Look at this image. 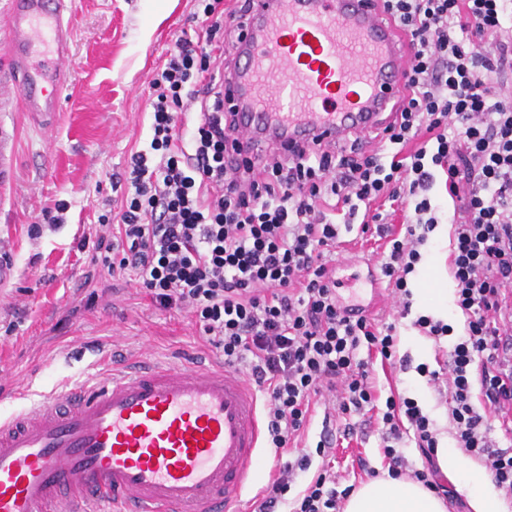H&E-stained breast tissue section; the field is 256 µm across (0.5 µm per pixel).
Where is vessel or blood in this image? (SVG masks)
I'll return each mask as SVG.
<instances>
[{
  "instance_id": "obj_1",
  "label": "vessel or blood",
  "mask_w": 512,
  "mask_h": 512,
  "mask_svg": "<svg viewBox=\"0 0 512 512\" xmlns=\"http://www.w3.org/2000/svg\"><path fill=\"white\" fill-rule=\"evenodd\" d=\"M69 0H9L24 111L59 109ZM228 81L247 139L368 134L404 91V48L373 0H254ZM262 447L258 396L221 364L109 371L0 417V512H230Z\"/></svg>"
}]
</instances>
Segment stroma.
<instances>
[{
	"mask_svg": "<svg viewBox=\"0 0 512 512\" xmlns=\"http://www.w3.org/2000/svg\"><path fill=\"white\" fill-rule=\"evenodd\" d=\"M72 52L69 78L59 92L60 110L51 116L22 111L9 81V49L0 34V122L12 136L14 163L0 183V252L12 275L0 282V413L30 406L68 385L90 380L112 361L162 363L222 361L186 315L154 307L142 289L112 280L77 244L90 225L100 223L110 206L119 205L116 183L131 150L148 141V80L163 65L182 34L193 33L191 0H72ZM431 196L439 209L409 282L412 313L452 325L454 337L464 320L444 289L453 287L449 242L453 205L443 184ZM65 204L62 224L46 214ZM40 225L33 235L32 225ZM336 275L357 276L342 289L351 303L368 306L380 291L369 272L378 271L381 252L375 242L342 244L335 256ZM398 354L405 367L374 362L380 396L396 392L417 400L429 416L440 445L454 448L445 398L418 365L436 369V348L410 318L397 323ZM359 436L339 445V473L349 484L367 477L353 468L364 457L382 467L376 425L362 415L348 418Z\"/></svg>",
	"mask_w": 512,
	"mask_h": 512,
	"instance_id": "35a3bbf8",
	"label": "stroma"
}]
</instances>
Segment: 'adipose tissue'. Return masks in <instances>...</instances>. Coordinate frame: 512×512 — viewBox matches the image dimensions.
<instances>
[{
  "mask_svg": "<svg viewBox=\"0 0 512 512\" xmlns=\"http://www.w3.org/2000/svg\"><path fill=\"white\" fill-rule=\"evenodd\" d=\"M437 463L445 476L461 478L472 512H504L503 503L483 468L464 465L458 454L445 448L438 449ZM344 512H448V506L444 498L421 484L386 477L352 492Z\"/></svg>",
  "mask_w": 512,
  "mask_h": 512,
  "instance_id": "adipose-tissue-1",
  "label": "adipose tissue"
}]
</instances>
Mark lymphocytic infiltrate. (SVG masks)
Segmentation results:
<instances>
[{"label":"lymphocytic infiltrate","instance_id":"1","mask_svg":"<svg viewBox=\"0 0 512 512\" xmlns=\"http://www.w3.org/2000/svg\"><path fill=\"white\" fill-rule=\"evenodd\" d=\"M194 36H181L148 82L149 141L126 163L121 205L83 235L92 261L135 282L162 310L188 314L201 335L245 366L264 395L266 442L276 464L255 512H343L351 490L333 450L352 425L326 427L314 453L300 451L313 403L338 416L369 413L381 426L383 469L445 494L439 441L413 398L379 399L373 357L396 365L395 324L343 306L330 256L339 226L381 241V276L410 315L408 276L438 222L429 192L443 180L454 205L450 264L465 333L449 345L444 381L458 448L512 502V0H381L411 51L403 100L364 139L318 141L283 151L263 142L242 155L235 110L225 107L231 49L246 36L250 0H193ZM198 121L187 126L186 115ZM409 212L403 234L388 205ZM412 437L426 459L405 464ZM314 470L292 493L297 472Z\"/></svg>","mask_w":512,"mask_h":512}]
</instances>
